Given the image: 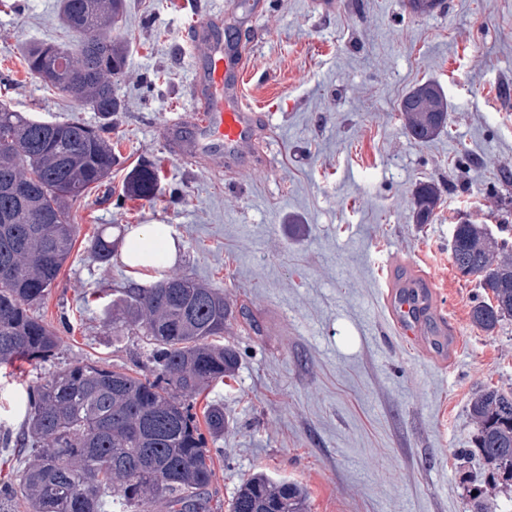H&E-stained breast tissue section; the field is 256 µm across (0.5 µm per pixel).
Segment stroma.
<instances>
[{"mask_svg":"<svg viewBox=\"0 0 512 512\" xmlns=\"http://www.w3.org/2000/svg\"><path fill=\"white\" fill-rule=\"evenodd\" d=\"M117 34L128 46L117 83L124 103L107 137L116 163L105 185L69 205L74 249L37 306L61 345L49 362L0 369V430L19 433L21 385L77 360L148 374L138 336H113L129 284L188 275L223 293L224 334L238 365L193 401L224 409L214 499L229 503L256 472L304 486L311 512H469L485 486L464 458L470 402L512 388V317L473 326L484 295L451 261L462 219L512 242V0H442L430 16L406 0H125ZM60 0H0V101L46 121L95 126L97 113L44 85L26 46L70 44ZM207 14L249 47L243 96L267 114L261 146L272 164L239 154L213 172L172 155L162 125L191 115V50L181 34ZM427 81L448 98V126L426 143L403 127L402 97ZM159 170L153 200L125 185ZM441 195L432 223L411 206L419 183ZM143 224H167L176 259L161 271L86 247L114 244ZM430 280L455 343L438 350L393 324L385 300L398 277Z\"/></svg>","mask_w":512,"mask_h":512,"instance_id":"1","label":"stroma"}]
</instances>
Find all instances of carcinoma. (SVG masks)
Instances as JSON below:
<instances>
[{
    "label": "carcinoma",
    "mask_w": 512,
    "mask_h": 512,
    "mask_svg": "<svg viewBox=\"0 0 512 512\" xmlns=\"http://www.w3.org/2000/svg\"><path fill=\"white\" fill-rule=\"evenodd\" d=\"M124 0H62V23L78 36L69 46L41 43L25 54L28 70L44 84L98 113L102 125L30 118L0 103V365L26 359L45 363L60 346L57 333L36 314L74 246L68 203L112 172L115 156L101 135L122 111L116 79L125 69L126 46L112 35ZM441 0H407L414 15L431 14ZM404 128L423 143L448 125V99L433 81L409 91L399 105ZM158 174L132 171L128 192L151 200ZM437 188L420 185L412 209L428 224ZM90 257L112 259V241L93 237ZM451 260L463 277L479 279L492 293L471 310L472 323L493 330L512 316V249L482 224L454 227ZM123 321L112 335L132 327L153 364V379L122 368L76 360L31 384L21 395L24 433L34 457L19 483L0 486V499L16 494L28 512H101L112 497L119 512H220L209 489L214 468L206 437L185 397L228 376L236 353L216 343L231 309L224 295L187 276L168 275L148 286L125 288L118 297ZM475 448L491 465L490 481L512 485V391L487 389L470 405ZM209 433L224 432V410L205 411ZM228 512H309L300 484L256 473L242 482Z\"/></svg>",
    "instance_id": "carcinoma-1"
}]
</instances>
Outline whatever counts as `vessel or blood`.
<instances>
[{"label":"vessel or blood","mask_w":512,"mask_h":512,"mask_svg":"<svg viewBox=\"0 0 512 512\" xmlns=\"http://www.w3.org/2000/svg\"><path fill=\"white\" fill-rule=\"evenodd\" d=\"M216 19L196 20L187 33L202 53L193 57L188 89L197 113L168 124L161 136L174 156L206 158L211 166L231 165L234 153L251 145L259 126L258 113L242 94L246 59L224 51L216 35ZM390 314L403 334L443 336L447 325L434 316V302L425 288L413 281L401 282L388 295Z\"/></svg>","instance_id":"1"}]
</instances>
